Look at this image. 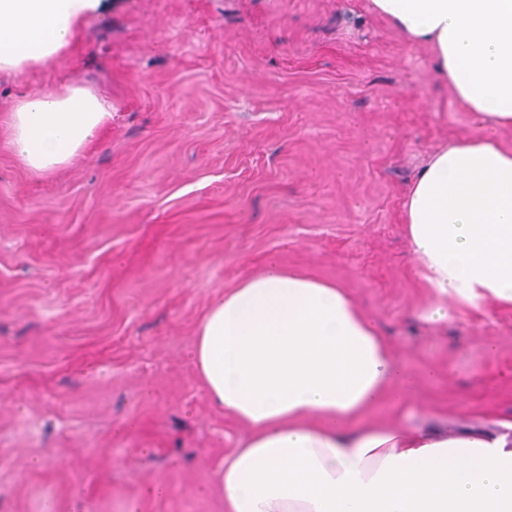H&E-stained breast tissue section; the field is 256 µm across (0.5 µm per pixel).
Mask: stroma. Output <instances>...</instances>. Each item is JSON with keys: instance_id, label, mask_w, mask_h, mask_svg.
<instances>
[{"instance_id": "stroma-1", "label": "stroma", "mask_w": 512, "mask_h": 512, "mask_svg": "<svg viewBox=\"0 0 512 512\" xmlns=\"http://www.w3.org/2000/svg\"><path fill=\"white\" fill-rule=\"evenodd\" d=\"M63 80L112 121L47 176L0 143V512H224L206 484L246 431L189 351L273 257L345 288L416 377L410 414L368 421L512 420V311L425 323L403 232L417 171L478 123L370 0H103L54 63L0 74V120Z\"/></svg>"}]
</instances>
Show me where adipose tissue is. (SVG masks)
I'll return each mask as SVG.
<instances>
[{
    "instance_id": "1",
    "label": "adipose tissue",
    "mask_w": 512,
    "mask_h": 512,
    "mask_svg": "<svg viewBox=\"0 0 512 512\" xmlns=\"http://www.w3.org/2000/svg\"><path fill=\"white\" fill-rule=\"evenodd\" d=\"M482 123L439 147L404 204L421 316L512 310V0H371ZM101 0H0V71L52 64ZM112 105L70 83L24 95L7 142L32 174L81 154ZM210 400L247 430L210 477L226 512H512V434L363 423L411 378L336 283L278 260L216 298L189 352Z\"/></svg>"
}]
</instances>
